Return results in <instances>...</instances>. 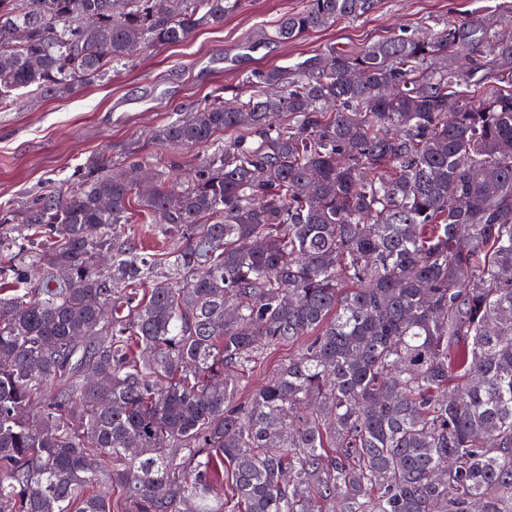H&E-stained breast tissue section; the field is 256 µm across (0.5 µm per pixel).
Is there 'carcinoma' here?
Segmentation results:
<instances>
[{
    "instance_id": "cac0c4a2",
    "label": "carcinoma",
    "mask_w": 512,
    "mask_h": 512,
    "mask_svg": "<svg viewBox=\"0 0 512 512\" xmlns=\"http://www.w3.org/2000/svg\"><path fill=\"white\" fill-rule=\"evenodd\" d=\"M375 2L304 0L270 37ZM241 5L0 0V104ZM505 22L256 72L163 126L208 152L151 192L148 161L101 155L66 197L1 211L0 512H512ZM297 351V345L280 346L268 352L265 358L249 373L245 372L241 378V387L239 397L241 400L246 399L252 390L261 382L272 376L278 368L288 362V358L293 356Z\"/></svg>"
}]
</instances>
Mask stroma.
Masks as SVG:
<instances>
[{
	"mask_svg": "<svg viewBox=\"0 0 512 512\" xmlns=\"http://www.w3.org/2000/svg\"><path fill=\"white\" fill-rule=\"evenodd\" d=\"M500 0H378L357 19L288 42L268 40L282 16L304 0H243L223 23L184 43L154 48L115 66L107 79L61 95H22L0 107V206L25 208L47 191L63 192L95 155L123 164L132 155L163 167L199 163L204 148L161 146L155 129L212 96L243 91L247 75L289 68L327 47L365 45L399 29L414 30L468 15L488 16Z\"/></svg>",
	"mask_w": 512,
	"mask_h": 512,
	"instance_id": "obj_1",
	"label": "stroma"
}]
</instances>
